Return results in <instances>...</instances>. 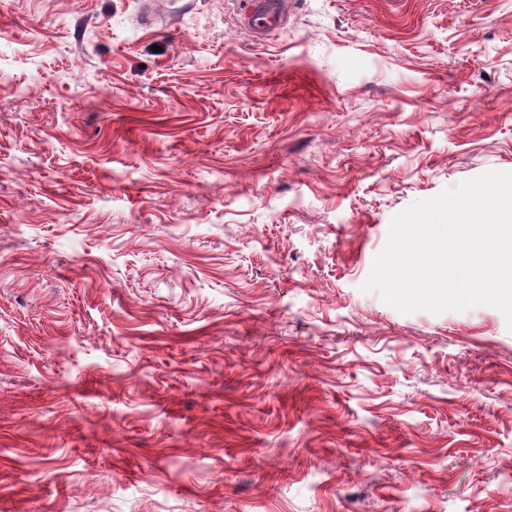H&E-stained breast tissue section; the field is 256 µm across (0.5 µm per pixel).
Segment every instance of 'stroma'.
I'll list each match as a JSON object with an SVG mask.
<instances>
[{"label": "stroma", "instance_id": "1", "mask_svg": "<svg viewBox=\"0 0 512 512\" xmlns=\"http://www.w3.org/2000/svg\"><path fill=\"white\" fill-rule=\"evenodd\" d=\"M512 172V0H0V512H512V331L363 291ZM287 6L285 0H259L253 4L249 20L257 30L270 29L280 22Z\"/></svg>", "mask_w": 512, "mask_h": 512}]
</instances>
